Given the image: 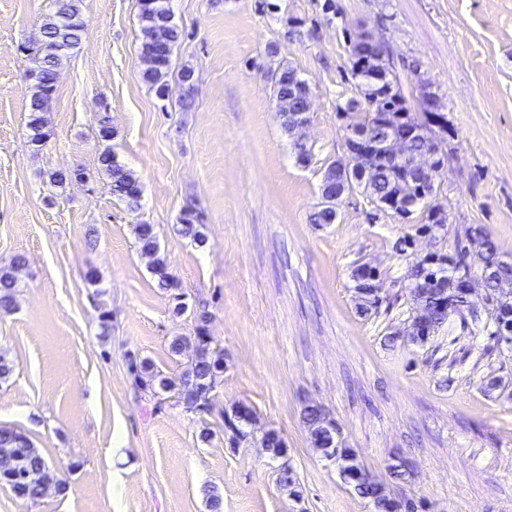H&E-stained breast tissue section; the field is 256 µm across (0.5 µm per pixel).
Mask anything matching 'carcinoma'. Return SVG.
I'll use <instances>...</instances> for the list:
<instances>
[{
	"label": "carcinoma",
	"mask_w": 512,
	"mask_h": 512,
	"mask_svg": "<svg viewBox=\"0 0 512 512\" xmlns=\"http://www.w3.org/2000/svg\"><path fill=\"white\" fill-rule=\"evenodd\" d=\"M81 2L55 0L54 12L39 25L36 37L25 44L24 53L31 62L27 74L32 76L27 82V128L30 146L35 152L42 150L51 137L48 112L57 91L59 72L80 48L85 36ZM138 7L142 78L163 100L169 96L168 75L180 37L179 26L169 0H138ZM366 39L367 33L359 31L350 41L355 82L353 96L345 103L343 112L348 114L353 125H363L367 119L366 108L370 106L375 111V120L396 130L410 131L414 149H428L434 126L427 110L436 103V93L428 84L418 83V99L423 112L411 111L401 75L387 46L381 42L378 50H370ZM266 72L273 76L271 96L281 127L292 137L299 124V115L309 110L311 90L290 66L269 67ZM373 72L386 74L387 80L381 84L373 82ZM180 89L181 105L188 109L193 104L195 90L192 70L181 73ZM98 165L109 180L112 195L128 208H138L142 197L140 181L110 147L99 153ZM320 175L319 202L310 215L313 224L336 223L337 209L343 199L360 195L372 204L375 212L391 216L399 215L408 203L414 202L417 204V222L413 224L415 236H432L439 243L448 234L446 218L437 201L443 194L444 177L431 181L426 174L394 161L381 146L373 147L366 158L351 159L343 154L326 160ZM88 177L81 167L60 170L51 173L49 184L60 188L67 183L83 182ZM175 231L199 247L208 243L200 215L191 207L184 210ZM133 233L139 251L149 259L159 287H177L169 276L154 225L136 224ZM503 262L498 244L486 228L481 224H466L457 232L454 253H445L438 247L419 263L416 270H410L412 264H407L404 279L410 289L421 294L422 305L410 308L403 328L383 336L384 345L393 348L401 345L413 351L424 349L449 318L458 315L461 329L468 334L469 347L452 362L462 364L474 353L480 358L489 356L496 345L512 350V287H502L497 280L488 279V288L495 291L493 302L479 310H471L464 281L456 274L460 269L477 274L487 270L493 272ZM24 264L25 259L20 255L0 264L1 313L7 314L17 305V273ZM350 281L357 313L369 317L379 313L382 304H391V299L383 296L380 273L364 272L357 265L351 271ZM179 297L181 300L177 301L174 311L190 313L194 335L174 338L169 350L174 356L187 355L185 369L176 378L162 376L149 359L143 358L135 364L134 378L143 391L157 397L165 395L177 406L199 415L206 414L213 409L212 394L224 380V347L210 335L213 319L210 304L201 299L191 308L182 300L184 294ZM495 391L512 400V375L489 379L483 392ZM255 415V409L244 403L224 412V434L230 446H239L253 438ZM300 418L312 447L336 468L341 483L352 495L372 502V512H429L422 498L404 492V485L411 481L413 467L403 451L397 450L391 457L389 480L378 481L354 449L339 442L336 426L330 424L321 404L305 402ZM258 441L272 457H287L286 441L277 429L267 428ZM4 456L13 460L14 469L9 474L0 473V483L9 487L16 498L36 504L49 491L59 493L64 490L57 466L44 457L25 433L0 427V458Z\"/></svg>",
	"instance_id": "carcinoma-1"
}]
</instances>
